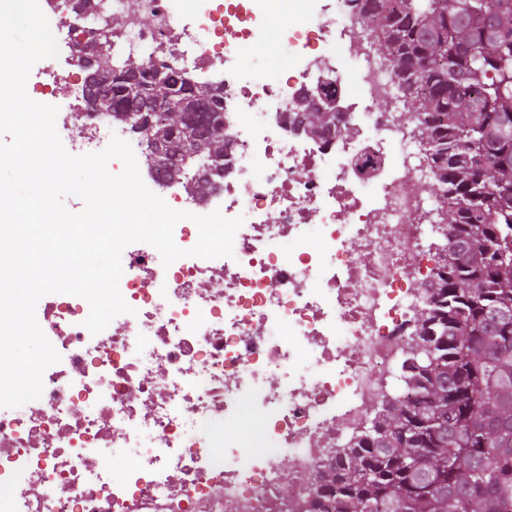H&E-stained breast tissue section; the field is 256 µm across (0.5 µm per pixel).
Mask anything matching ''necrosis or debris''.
Wrapping results in <instances>:
<instances>
[{"label": "necrosis or debris", "mask_w": 512, "mask_h": 512, "mask_svg": "<svg viewBox=\"0 0 512 512\" xmlns=\"http://www.w3.org/2000/svg\"><path fill=\"white\" fill-rule=\"evenodd\" d=\"M195 2L186 19L181 0H39L65 47L94 30L113 54L149 52L222 88L229 144L206 200L143 173L187 212L174 229L187 254L166 266L147 243L124 248L131 313L94 335L81 297L38 301L60 360L40 399L0 408V512H311L314 478L399 374L424 300L417 285L444 262L421 246L432 207L422 149L350 0ZM296 9L305 20L281 31L286 60L249 70L245 50ZM322 75L353 81L334 97L352 139L316 141L291 122ZM85 77L73 58L27 80L32 100L57 106L73 155L126 134L100 114L71 136ZM216 210L250 217L232 256L190 255L194 216ZM256 410L250 437L241 423Z\"/></svg>", "instance_id": "necrosis-or-debris-1"}]
</instances>
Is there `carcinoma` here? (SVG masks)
<instances>
[{"mask_svg":"<svg viewBox=\"0 0 512 512\" xmlns=\"http://www.w3.org/2000/svg\"><path fill=\"white\" fill-rule=\"evenodd\" d=\"M350 2L433 171L446 259L400 386L319 475L312 512H512V0ZM85 43L112 59L97 32ZM118 63L112 118L138 136L141 164L208 197L198 171L224 164L223 96L169 64ZM295 119L315 139L353 134L308 97Z\"/></svg>","mask_w":512,"mask_h":512,"instance_id":"1","label":"carcinoma"}]
</instances>
